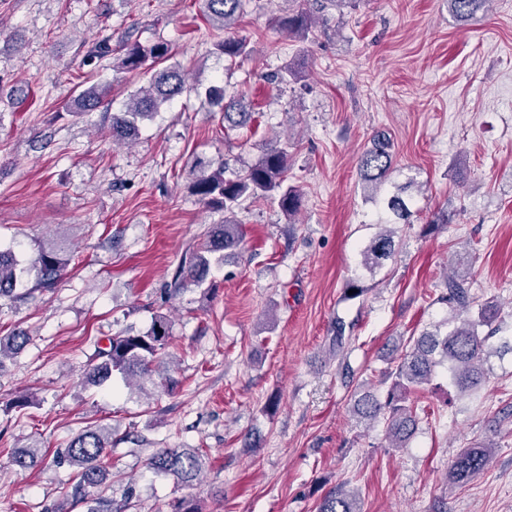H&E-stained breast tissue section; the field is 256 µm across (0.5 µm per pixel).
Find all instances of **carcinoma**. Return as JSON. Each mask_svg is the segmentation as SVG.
<instances>
[{
  "label": "carcinoma",
  "instance_id": "carcinoma-1",
  "mask_svg": "<svg viewBox=\"0 0 512 512\" xmlns=\"http://www.w3.org/2000/svg\"><path fill=\"white\" fill-rule=\"evenodd\" d=\"M487 2L489 0H448V7L456 19L464 21ZM206 6L212 27L227 33L214 43L215 53L232 63L250 56L253 52L250 40L231 34L243 13L245 0H206ZM273 21L298 39L306 38L312 26L311 17L299 10H290L281 17H274ZM111 55V40L101 39L92 46L87 62ZM171 58V45L164 40L146 46L139 43L129 46L120 60L121 69L136 72L149 63L155 71L148 85L130 94L125 110L112 116L113 141L125 143L136 139L143 121L153 119L162 105L188 90L187 71L177 63H169ZM107 94L108 88L104 86H90L73 98L70 110L92 112L103 103ZM206 96L223 112L227 129L245 128L254 121L251 107L241 97H226L224 87L211 86L206 90ZM289 149L290 144L286 141H272L245 173L235 178L224 176L223 164L212 171H193L192 193L205 206L224 210V223L210 225L197 250L182 261L173 277L175 290L202 284L210 273L212 262L220 263L239 249L243 230L237 213L245 199H271L288 218L296 216L301 207V195L288 184ZM393 164L388 144L380 139L361 155L358 168L370 197L379 196L378 190L388 181ZM405 192L406 188L400 187L383 199L386 211L392 216L390 226L381 228L361 250V267L372 276L396 254L392 226L411 223L413 212L404 197ZM70 261L71 252L59 243L38 245L36 255L30 261L18 258L10 249H0V297L14 296L17 286L30 276L42 288L54 286ZM456 264V271L446 280L447 293L440 296V300L452 305L459 313L476 306L477 317L444 332L437 328L410 338L396 364L380 372L379 384L387 386L385 395L379 397L367 389L354 401L352 412L357 422L368 424L383 419L394 448L407 447L415 433L418 417L411 396L431 381L438 368H448L453 386L462 393L475 390L486 382V342L491 333H483L482 328L492 326L499 310L491 302L476 304L464 255H457ZM171 336V323L164 314L155 315L151 326L143 333L125 330L111 336L106 346L95 345L83 371V379L96 386L118 373L127 386L147 380L164 389L173 386L175 382L170 379L166 366V349L171 344ZM28 340L24 330L0 336V361L19 354ZM110 447L112 428L96 423L75 436L59 457L58 463L73 468L64 495L75 502H87V512H125L124 502L119 504L112 498L90 497L92 489L108 478L109 467L104 457ZM495 447L497 443L491 439L470 445L451 463L449 476L457 483L469 481L485 468ZM40 448V443L33 440L12 452L14 465L21 470L36 466L41 462ZM204 464L205 454L200 448H159L147 460L154 473L172 476L187 487L199 480ZM317 512H360V508L356 495L333 490L321 497Z\"/></svg>",
  "mask_w": 512,
  "mask_h": 512
}]
</instances>
